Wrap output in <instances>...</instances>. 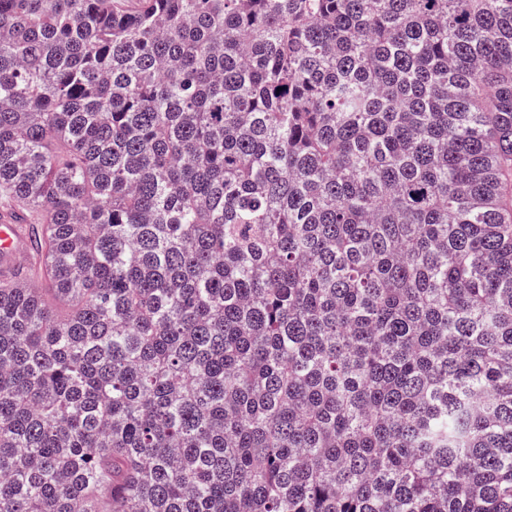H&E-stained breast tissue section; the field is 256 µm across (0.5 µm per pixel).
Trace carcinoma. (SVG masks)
Here are the masks:
<instances>
[{
	"instance_id": "obj_1",
	"label": "carcinoma",
	"mask_w": 512,
	"mask_h": 512,
	"mask_svg": "<svg viewBox=\"0 0 512 512\" xmlns=\"http://www.w3.org/2000/svg\"><path fill=\"white\" fill-rule=\"evenodd\" d=\"M512 0H0V512H512ZM28 224L13 210L0 211V280L19 279L27 265Z\"/></svg>"
}]
</instances>
